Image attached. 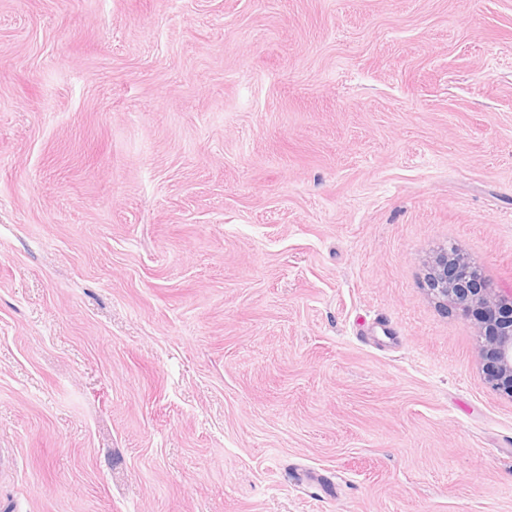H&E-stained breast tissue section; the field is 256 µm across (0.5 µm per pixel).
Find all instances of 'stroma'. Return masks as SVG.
I'll use <instances>...</instances> for the list:
<instances>
[{
	"label": "stroma",
	"mask_w": 512,
	"mask_h": 512,
	"mask_svg": "<svg viewBox=\"0 0 512 512\" xmlns=\"http://www.w3.org/2000/svg\"><path fill=\"white\" fill-rule=\"evenodd\" d=\"M512 0H0V512H512ZM427 285L439 303H452L476 322L485 383L512 399V289L509 297L503 296L463 259L448 256V251L434 259Z\"/></svg>",
	"instance_id": "35a3bbf8"
}]
</instances>
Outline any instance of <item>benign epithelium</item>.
<instances>
[{
  "label": "benign epithelium",
  "instance_id": "obj_1",
  "mask_svg": "<svg viewBox=\"0 0 512 512\" xmlns=\"http://www.w3.org/2000/svg\"><path fill=\"white\" fill-rule=\"evenodd\" d=\"M427 285L439 303L453 305L476 322L485 383L512 399V295L489 287L463 259L446 251L434 259Z\"/></svg>",
  "mask_w": 512,
  "mask_h": 512
}]
</instances>
